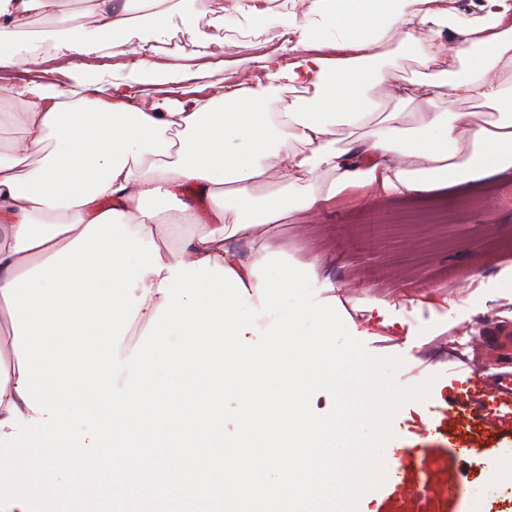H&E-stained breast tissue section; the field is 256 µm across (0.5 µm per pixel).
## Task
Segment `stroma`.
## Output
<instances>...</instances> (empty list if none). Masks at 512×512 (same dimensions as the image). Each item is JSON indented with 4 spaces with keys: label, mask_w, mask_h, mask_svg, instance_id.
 <instances>
[{
    "label": "stroma",
    "mask_w": 512,
    "mask_h": 512,
    "mask_svg": "<svg viewBox=\"0 0 512 512\" xmlns=\"http://www.w3.org/2000/svg\"><path fill=\"white\" fill-rule=\"evenodd\" d=\"M228 36L206 51L159 49L171 97L208 94L226 62L242 57ZM104 63L74 59L62 70L46 61L59 88L135 71L132 55ZM512 169L431 194L374 198L354 189L299 224L282 225L273 249L283 258L319 260L312 287L332 297L349 332L379 357L399 356L401 386L434 378L429 398L406 403L392 421V464L383 485L365 493L357 512H482L479 489L505 488L486 469L512 458V409L492 398L498 352L473 343L477 330L512 324ZM468 343L466 363H449L448 340Z\"/></svg>",
    "instance_id": "stroma-1"
}]
</instances>
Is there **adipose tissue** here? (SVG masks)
I'll use <instances>...</instances> for the list:
<instances>
[{"mask_svg":"<svg viewBox=\"0 0 512 512\" xmlns=\"http://www.w3.org/2000/svg\"><path fill=\"white\" fill-rule=\"evenodd\" d=\"M61 0H0V103L21 137L0 146V288L69 244L109 210L158 246L161 272L146 274L147 325L164 302L172 266L209 259L255 293L252 266L281 225L320 209L348 187L410 195L512 169V0H114L92 27L71 25ZM34 14L53 17L65 60L102 49L139 56L136 78L113 77L105 96H61L48 84L18 89L3 70L41 71L45 59L19 38ZM209 17L217 29L267 37L247 42L257 70L224 66L200 100L150 94L159 68L130 33L148 24L154 42L177 22ZM417 69L407 85L391 76ZM391 111H379L380 103ZM359 146H339L338 130ZM275 183L276 193L258 194ZM206 204L197 214L182 195ZM187 224L183 248L170 250ZM241 237L248 254L227 246ZM19 359L0 352V421L11 407L31 419L17 390Z\"/></svg>","mask_w":512,"mask_h":512,"instance_id":"obj_1","label":"adipose tissue"}]
</instances>
